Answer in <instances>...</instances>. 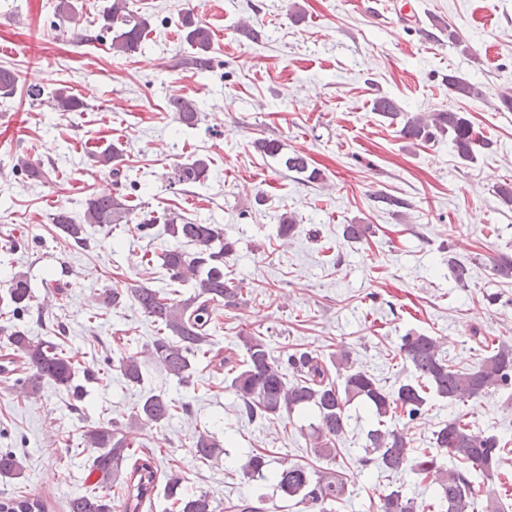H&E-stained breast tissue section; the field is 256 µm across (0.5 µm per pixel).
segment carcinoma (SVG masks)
<instances>
[{
    "instance_id": "carcinoma-1",
    "label": "carcinoma",
    "mask_w": 512,
    "mask_h": 512,
    "mask_svg": "<svg viewBox=\"0 0 512 512\" xmlns=\"http://www.w3.org/2000/svg\"><path fill=\"white\" fill-rule=\"evenodd\" d=\"M101 20V28L112 32L114 52L129 54L141 46L147 21L129 10L127 0H110V5L102 11ZM181 28L191 52L180 57L175 66L194 73L210 69V28L190 15L182 18ZM17 84V73L0 67V98L15 94ZM448 88L457 98L484 97L480 85L461 77H448ZM84 106L81 97L66 90L58 92L53 100V109L57 112H78ZM168 108L176 113L178 122L187 127L199 121L198 103L191 98L173 96ZM372 111L392 121L403 118L399 135L412 143H428L446 136L460 159L472 161L475 158L477 136L463 112L448 110L407 116L388 97L376 98ZM120 156L117 147L109 146L91 154V160L95 167L119 177ZM282 162L287 170L304 175L310 182L320 179V171L309 168L302 154L294 153ZM208 170L207 160L196 158L175 168L169 185L199 183L206 178ZM131 214L126 199L119 195L91 196L85 202L81 222H76L68 212L59 211L53 223L67 239L82 247L88 240L86 225L98 224L111 231L130 223ZM164 224L170 237L192 246L193 251L166 249L159 255L161 266L173 281L195 279L193 293L174 301L161 291L145 286L114 288L106 296V303L116 307L130 300L137 305L164 332L146 345V356L179 382L187 383L194 374V360L211 352L216 306L235 307L242 301L240 283L224 273V259L235 251L236 242L224 237V229L218 224H197L178 215L165 219ZM371 234L372 227L368 224L343 225L342 236L350 243H362ZM493 272L504 283L512 280V256L498 255L493 260ZM32 299L31 288L22 275L13 278L4 297L0 298L15 314L27 311ZM240 341L244 359L239 366L231 368L224 381L247 417L275 420L297 409H313L317 424L311 426L307 447L315 457L332 461L337 455V440L344 434L349 420L348 406L356 401L366 406L376 419L374 427L366 433L364 455L359 457L358 464L365 468L376 466L385 472L410 469L426 478L434 477L435 502L426 505V512H473L474 486L468 470L446 468L438 463V457L445 452L490 480L501 463V450L505 449L500 439L494 434L473 431L464 417L458 416L434 431L436 453L425 451L415 457L405 437L389 425L386 418L400 413L413 420L422 414L433 397L453 402L511 387V344L501 342L476 366L457 369L442 356L437 337L408 334L402 338L399 356L412 369L414 381L387 389L371 373L354 367L351 352L345 348L331 355L327 362L310 351L277 357L260 336L246 335L240 337ZM5 347L13 354H4L0 370L8 371L16 355L23 359L27 370L25 396L37 395L46 383L78 395L79 387L74 384V356L58 344L13 326L7 333ZM331 364L336 366L341 378L339 383L330 376ZM120 374L127 384L139 385L144 379L143 363L129 356L121 361ZM290 374L294 377L291 382L288 381ZM176 409L173 399L165 393L150 392L140 398L134 416L159 425L169 420ZM83 442L97 449L88 464V475L97 476V480L85 493L70 499L69 512H143L160 486L179 512H218V505L208 493H188L182 478L175 473L160 476L156 450L136 448L127 437L104 425L85 430ZM219 448V440L203 432L194 438L191 453L196 461L204 464L218 455ZM24 471L21 457L13 451H0V478L17 479ZM244 475L259 480L272 479L284 497L297 500L308 512H335L336 503L345 494L343 476L337 472L313 470L301 463L272 469L267 455L260 452L249 455ZM113 488L120 490L119 496L110 494ZM0 512H45V504L29 496L6 497L0 501ZM377 512H417V505L398 487L380 497Z\"/></svg>"
}]
</instances>
